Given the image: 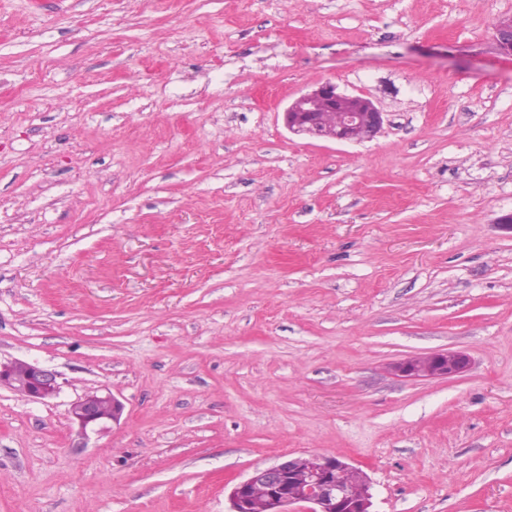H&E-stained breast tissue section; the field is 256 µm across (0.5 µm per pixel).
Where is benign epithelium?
<instances>
[{
    "label": "benign epithelium",
    "instance_id": "obj_1",
    "mask_svg": "<svg viewBox=\"0 0 512 512\" xmlns=\"http://www.w3.org/2000/svg\"><path fill=\"white\" fill-rule=\"evenodd\" d=\"M495 41L501 53L512 56V19L495 26ZM341 116H336V113ZM289 132L315 138L364 142L382 129L381 109L369 98L337 91L330 81L294 99L283 112ZM468 366V358L459 352H437L403 359L394 364L396 373L404 377L439 378L459 374ZM21 390L33 401L53 398L59 391L57 374L36 363L13 360L0 362V386ZM123 404L111 393L87 394L71 405L70 416L80 435L87 439L109 422L119 421ZM299 464V458L288 457L275 464L254 468L230 491V512H249L255 489H263L273 512H291L300 505L304 512H373V494L369 479L355 490H345L336 482V469L352 468L334 456L313 455L308 463L309 481L297 495L286 492V485Z\"/></svg>",
    "mask_w": 512,
    "mask_h": 512
}]
</instances>
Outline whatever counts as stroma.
<instances>
[{"label":"stroma","instance_id":"1","mask_svg":"<svg viewBox=\"0 0 512 512\" xmlns=\"http://www.w3.org/2000/svg\"><path fill=\"white\" fill-rule=\"evenodd\" d=\"M512 0H0V512H229L284 455L512 512ZM373 139L290 133L318 83ZM464 353L448 378L394 363ZM110 392L82 439L68 410ZM4 385L18 391L33 401H45L53 398L59 391L57 374L36 363L13 360L0 362V386ZM123 404L111 393L87 394L71 405L70 416L80 435L87 439L109 422L119 421Z\"/></svg>","mask_w":512,"mask_h":512}]
</instances>
